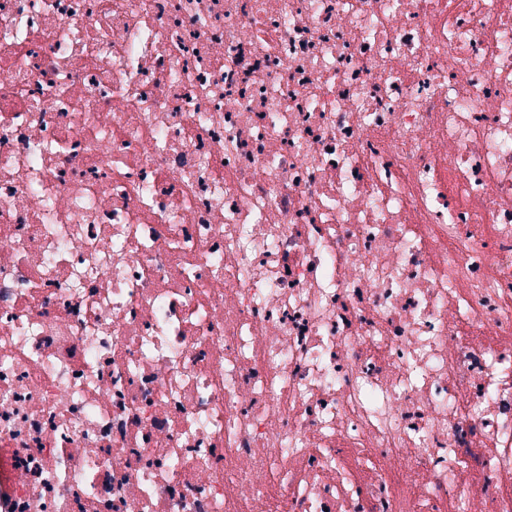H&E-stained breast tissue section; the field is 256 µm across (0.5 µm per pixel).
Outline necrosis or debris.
I'll return each mask as SVG.
<instances>
[{
  "mask_svg": "<svg viewBox=\"0 0 512 512\" xmlns=\"http://www.w3.org/2000/svg\"><path fill=\"white\" fill-rule=\"evenodd\" d=\"M0 512H512V0H0Z\"/></svg>",
  "mask_w": 512,
  "mask_h": 512,
  "instance_id": "necrosis-or-debris-1",
  "label": "necrosis or debris"
}]
</instances>
